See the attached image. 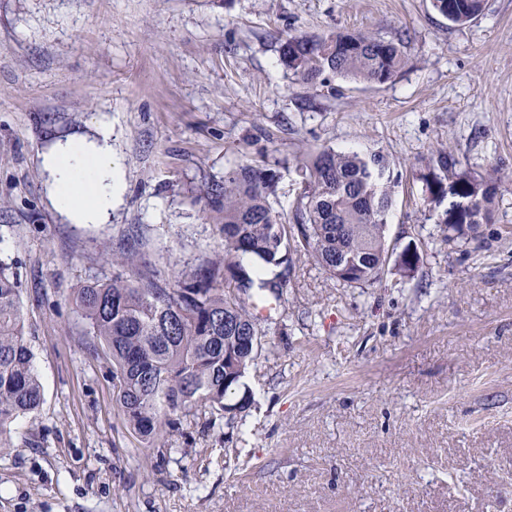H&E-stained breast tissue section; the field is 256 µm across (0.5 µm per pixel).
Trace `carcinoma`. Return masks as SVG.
<instances>
[{"instance_id": "cac0c4a2", "label": "carcinoma", "mask_w": 512, "mask_h": 512, "mask_svg": "<svg viewBox=\"0 0 512 512\" xmlns=\"http://www.w3.org/2000/svg\"><path fill=\"white\" fill-rule=\"evenodd\" d=\"M432 7L462 25L481 15L484 0H432ZM281 62L305 82L335 74L381 84L403 67L405 55L393 41L339 30L286 36ZM387 167L380 151L361 156L324 149L305 159L293 221L284 224L270 203L276 172L263 159L239 164L197 196L223 215L222 255L203 259L190 276L164 279L145 254L120 246L112 251V265L134 273L92 278L73 291L69 301L84 321L89 349L95 353L102 346L112 356L118 414L148 447H164L162 440L200 405L224 414L231 426L249 404L245 394L232 399L259 351L242 340L262 336L249 306L261 293L280 297L288 285V276L267 278L264 268L288 272L293 256L304 253L344 286L379 281L391 259L402 276H414L423 263L417 244L399 248L387 241ZM421 179L431 202L445 195L450 179L462 194L476 198L470 210L445 219L448 243L472 240L480 225L490 223L498 179L462 169L459 157L444 149L430 156ZM245 256L259 266L246 270ZM42 399L21 288L0 265V450L11 447L18 417L38 409Z\"/></svg>"}]
</instances>
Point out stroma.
Instances as JSON below:
<instances>
[{
	"label": "stroma",
	"instance_id": "stroma-1",
	"mask_svg": "<svg viewBox=\"0 0 512 512\" xmlns=\"http://www.w3.org/2000/svg\"><path fill=\"white\" fill-rule=\"evenodd\" d=\"M343 29L400 43L404 67L310 84L282 65V34ZM103 119L122 201L65 222L39 155ZM441 147L500 178L493 223L457 245L420 178ZM262 149L285 223L309 152L385 153L388 240L423 263L351 288L298 256L248 409L230 427L194 409L162 460L68 298L126 241L191 273L222 242L201 184ZM0 262L43 386L0 451V512H512V0L462 26L430 0H0Z\"/></svg>",
	"mask_w": 512,
	"mask_h": 512
}]
</instances>
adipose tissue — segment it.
Returning a JSON list of instances; mask_svg holds the SVG:
<instances>
[{
  "mask_svg": "<svg viewBox=\"0 0 512 512\" xmlns=\"http://www.w3.org/2000/svg\"><path fill=\"white\" fill-rule=\"evenodd\" d=\"M50 194L61 215L74 224H104L123 193L112 162V123L101 122L89 137L56 140L41 154Z\"/></svg>",
  "mask_w": 512,
  "mask_h": 512,
  "instance_id": "obj_1",
  "label": "adipose tissue"
}]
</instances>
